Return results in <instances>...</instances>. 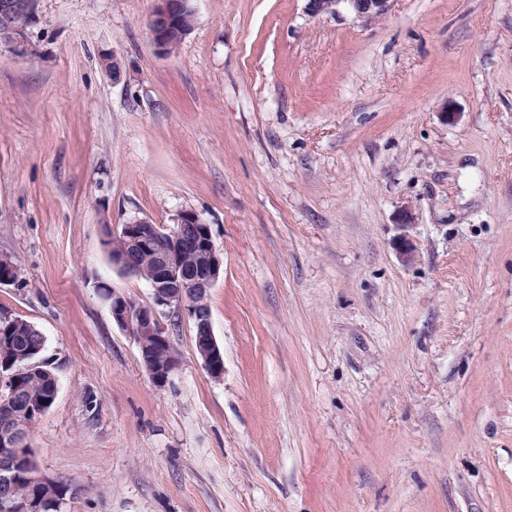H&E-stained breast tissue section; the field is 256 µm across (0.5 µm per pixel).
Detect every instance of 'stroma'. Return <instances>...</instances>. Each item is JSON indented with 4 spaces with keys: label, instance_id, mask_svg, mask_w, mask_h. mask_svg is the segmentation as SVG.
Here are the masks:
<instances>
[{
    "label": "stroma",
    "instance_id": "35a3bbf8",
    "mask_svg": "<svg viewBox=\"0 0 512 512\" xmlns=\"http://www.w3.org/2000/svg\"><path fill=\"white\" fill-rule=\"evenodd\" d=\"M152 5L40 0L33 56L0 45V314L58 378L61 512H512V0H193L170 53ZM185 209L224 374L166 313L159 388L94 284L152 304L104 232ZM392 0H306V9L312 16L340 13V7L346 6L357 18L364 22H373L385 16Z\"/></svg>",
    "mask_w": 512,
    "mask_h": 512
}]
</instances>
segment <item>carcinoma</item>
Segmentation results:
<instances>
[{
	"mask_svg": "<svg viewBox=\"0 0 512 512\" xmlns=\"http://www.w3.org/2000/svg\"><path fill=\"white\" fill-rule=\"evenodd\" d=\"M44 346L45 339L40 330L27 326L19 331L0 321V367L18 370L14 387L16 397L10 402H0V421L18 422L23 428V436L9 443L12 448L24 447V437L43 415L39 409L42 401L52 402L57 394V378L49 365L41 366L38 371L26 368L29 362L41 358ZM14 458L15 497L22 499L36 494L37 485L33 480L35 465L30 454L16 452Z\"/></svg>",
	"mask_w": 512,
	"mask_h": 512,
	"instance_id": "1",
	"label": "carcinoma"
}]
</instances>
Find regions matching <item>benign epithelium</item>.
Instances as JSON below:
<instances>
[{
    "label": "benign epithelium",
    "instance_id": "benign-epithelium-1",
    "mask_svg": "<svg viewBox=\"0 0 512 512\" xmlns=\"http://www.w3.org/2000/svg\"><path fill=\"white\" fill-rule=\"evenodd\" d=\"M391 0H306L313 16L340 13L347 7L357 18L373 22L385 16ZM38 0L29 4V17L15 16L10 0H0V45L28 57L33 53L30 30L37 19ZM194 13L191 0H153L148 27L154 45L170 52L173 43L191 32L183 24ZM106 251L112 252V266L129 277L146 280L153 291L154 304L143 305L136 299L112 290V321L138 344L142 364L155 386L162 388L178 369L180 358L172 349L170 356L157 357L154 345L173 346L164 331L161 309L185 313L193 320L195 348L207 372L222 377L224 359L212 330L211 313L205 307L209 290L221 275L223 260L212 238L209 225L201 222L191 209L181 211L171 225L154 224L145 218H131L105 238ZM38 494L17 499L11 493L14 472L9 453L0 455V512H44L45 502L56 498L55 481L36 478Z\"/></svg>",
    "mask_w": 512,
    "mask_h": 512
}]
</instances>
